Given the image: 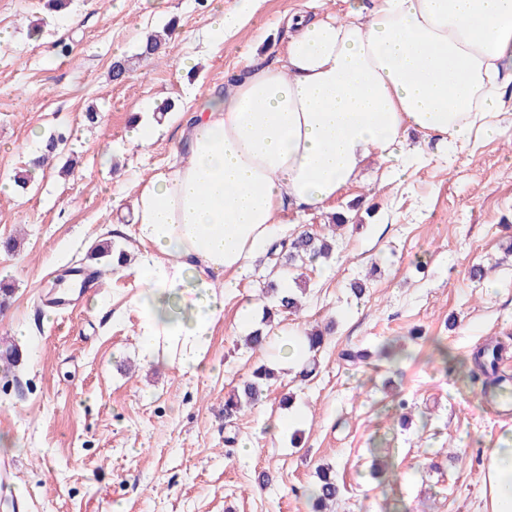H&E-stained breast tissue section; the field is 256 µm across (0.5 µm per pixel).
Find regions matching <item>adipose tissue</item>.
<instances>
[{"mask_svg":"<svg viewBox=\"0 0 512 512\" xmlns=\"http://www.w3.org/2000/svg\"><path fill=\"white\" fill-rule=\"evenodd\" d=\"M346 3L285 13L280 56L225 74L189 119L187 160L135 198L148 358L165 336L180 370L201 368L225 292L280 238L288 210L326 209L370 159L402 181L429 147L494 141L512 124V0ZM214 271L230 275L223 291ZM482 473L489 512H512L511 434Z\"/></svg>","mask_w":512,"mask_h":512,"instance_id":"adipose-tissue-1","label":"adipose tissue"}]
</instances>
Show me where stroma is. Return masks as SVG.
<instances>
[{
    "label": "stroma",
    "mask_w": 512,
    "mask_h": 512,
    "mask_svg": "<svg viewBox=\"0 0 512 512\" xmlns=\"http://www.w3.org/2000/svg\"><path fill=\"white\" fill-rule=\"evenodd\" d=\"M222 2L69 0L58 14L46 0H0L9 34L0 42V182L24 173L49 135L67 138L27 189L0 194V240L19 242L0 251V281L12 288L0 307V353H19L14 366L0 361L10 380L0 385V458L20 470L18 494L32 512H313L304 491L324 466L340 486L330 512H487L482 463L512 433V417L497 416L481 380L445 369L434 348L462 360L492 344L512 358V128L449 156L429 148L401 184L369 162L331 211L284 215L292 238L328 235L337 212L354 221L329 260L302 267V312L268 328L326 329L308 379L279 371L267 400L224 417L225 396L279 357L273 345L246 348L237 329L245 306L265 303L263 257L224 299L207 371L144 359L133 300L146 253L126 212L182 151L195 100L223 87L247 54L275 58L280 16L307 0H254L241 32L217 46L207 17ZM173 18L179 33L165 52L112 82L113 61L133 57ZM167 100L168 127L149 150L133 146L130 115L152 118ZM106 239L130 262L75 305L48 310V290L68 269L97 270L90 253ZM478 264L488 269L481 280L471 275ZM385 344L399 349L396 361L378 359ZM347 351L358 360H343ZM287 393L296 428L268 432Z\"/></svg>",
    "instance_id": "stroma-1"
}]
</instances>
